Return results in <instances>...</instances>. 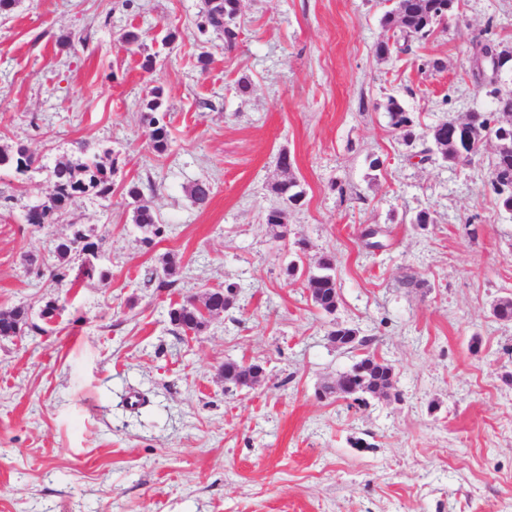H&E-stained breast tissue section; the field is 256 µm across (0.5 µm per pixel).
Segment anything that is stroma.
I'll return each instance as SVG.
<instances>
[{
  "mask_svg": "<svg viewBox=\"0 0 512 512\" xmlns=\"http://www.w3.org/2000/svg\"><path fill=\"white\" fill-rule=\"evenodd\" d=\"M203 8L16 0L0 15V146H26L36 166L0 168V311L33 323L0 336V512H512V321L492 315L512 297V213L490 186L496 144L466 165L422 163L383 109L397 96L423 135L487 110L469 41L487 30L512 47V0H460L443 31L383 59L388 0H242L230 49L199 32ZM155 87L159 157L140 119ZM282 150L305 191L283 239L264 220ZM92 158L115 165L112 195L28 224L53 167ZM199 180L213 185L203 207ZM133 182L155 185L164 233L149 246L121 192ZM422 210L435 224H414ZM76 224L104 237L108 276L72 288L37 267ZM368 224L384 227L382 250L364 248ZM329 253L326 315L285 268ZM165 254L172 288L146 281ZM227 281L234 308L173 332L171 305ZM52 297L59 314L41 324ZM336 323L394 365L399 399L320 397L357 356L330 341ZM228 361L261 364L263 380L225 383Z\"/></svg>",
  "mask_w": 512,
  "mask_h": 512,
  "instance_id": "35a3bbf8",
  "label": "stroma"
}]
</instances>
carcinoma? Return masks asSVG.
Instances as JSON below:
<instances>
[{
    "label": "carcinoma",
    "mask_w": 512,
    "mask_h": 512,
    "mask_svg": "<svg viewBox=\"0 0 512 512\" xmlns=\"http://www.w3.org/2000/svg\"><path fill=\"white\" fill-rule=\"evenodd\" d=\"M240 0H205L202 21L199 30L207 28L224 35V47L232 48L237 40L238 31L236 18L239 12ZM458 0H395L392 9L381 17V27L386 32V39L376 45V55L388 57L393 53L407 54L412 50V44L427 40L437 30L444 26L448 18L455 14ZM475 85L487 89L492 98L493 107L486 112H470L461 124L468 131L467 145L459 146L457 139L463 133L455 128L456 120L449 119L440 122L431 129L429 134L422 136L426 143L417 156L426 162L432 155L440 157L453 165H465L473 157L480 154L484 144L497 140L506 134L512 137V89L503 90L499 86L486 81L485 76L476 70H471ZM162 91L153 88L148 94L146 112L142 119L149 129V145L158 155L167 152L169 147V131L167 125L155 116L161 106ZM384 109L388 114L389 125L398 138L405 143L416 139L414 133V117L408 112L403 102L394 97H387ZM35 159L28 150L19 145L13 150L0 149V167H13L15 171L24 174L31 170ZM115 167H106L97 160L86 161L76 166L70 163L57 164L52 172L53 193L47 201L32 208L27 215V223L36 226L55 224L63 215L65 208L74 199L84 195H94L106 198L112 194V174ZM491 187L497 195L502 208L512 212V149L501 152L491 163ZM274 192L280 203L270 207L265 213V222L280 229V236L288 235L289 209L297 205L304 196L299 184L293 178L279 182L274 186ZM126 195L132 200L133 223L143 234V243L151 245L154 239L163 234V222L160 215L145 199L143 188L137 183L126 187ZM212 195L211 183L199 180L190 188V197L199 206L208 203ZM102 241L94 242L85 231L77 226L67 238H59L51 250L53 263L48 266L51 280L60 285L67 276V265L73 257L85 251L97 252L101 249ZM175 265L163 258L161 267L151 272V277L158 281V287L169 288L176 285ZM303 287L317 309L332 314L338 304V285L336 279V256L326 254L318 260L317 270L306 273ZM238 295L236 283H227L222 288L208 292L203 306L196 304V299L190 297L172 306L168 311L169 322L184 333L198 332L207 323V317L218 316L224 310L231 308ZM19 326L31 327L28 310L15 307L7 312H0V336L16 335ZM357 335V330L334 324L328 336L341 346ZM224 380L229 383L253 385L263 377L261 366L258 364H239L226 362L222 368ZM339 392V397L355 402L365 401L370 396L378 399L398 397L396 391V373L394 366L379 359L375 353L365 349L359 354L344 376L337 379V386L326 384L323 392Z\"/></svg>",
    "instance_id": "1"
}]
</instances>
